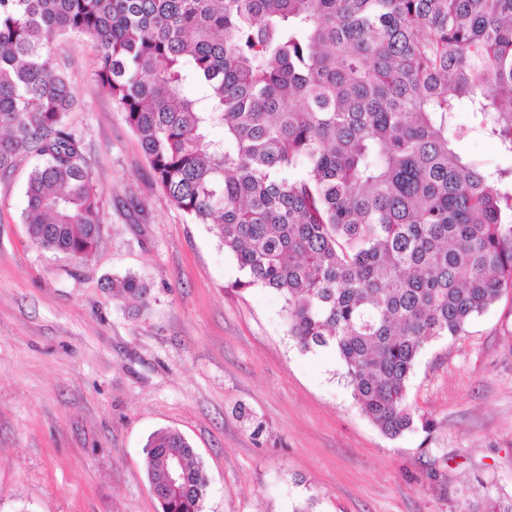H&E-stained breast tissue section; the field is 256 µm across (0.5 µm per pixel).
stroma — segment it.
<instances>
[{"label":"stroma","mask_w":512,"mask_h":512,"mask_svg":"<svg viewBox=\"0 0 512 512\" xmlns=\"http://www.w3.org/2000/svg\"><path fill=\"white\" fill-rule=\"evenodd\" d=\"M52 60L75 96L104 226L78 262L32 243L27 164L0 178V512H160L143 448L179 430L209 479L201 512H488L512 501V290L428 342L407 387L432 434L385 437L339 359L305 352L273 289L169 204L96 79L85 37ZM132 272L147 304L103 280Z\"/></svg>","instance_id":"35a3bbf8"}]
</instances>
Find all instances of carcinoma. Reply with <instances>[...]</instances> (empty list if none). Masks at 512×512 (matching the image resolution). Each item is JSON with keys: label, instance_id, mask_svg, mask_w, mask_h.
Returning a JSON list of instances; mask_svg holds the SVG:
<instances>
[{"label": "carcinoma", "instance_id": "1", "mask_svg": "<svg viewBox=\"0 0 512 512\" xmlns=\"http://www.w3.org/2000/svg\"><path fill=\"white\" fill-rule=\"evenodd\" d=\"M68 34L94 43L167 200L236 262L232 287L278 291L289 335L336 354L384 436L430 433L407 401L424 346L512 289V165L455 151L482 133L512 157V0H0V175L32 160V242L85 260L104 220L51 59ZM105 287L147 295L131 273ZM143 452L162 512H200L188 440Z\"/></svg>", "mask_w": 512, "mask_h": 512}]
</instances>
